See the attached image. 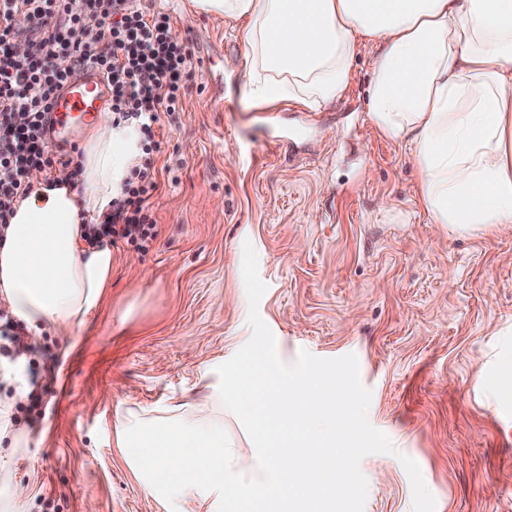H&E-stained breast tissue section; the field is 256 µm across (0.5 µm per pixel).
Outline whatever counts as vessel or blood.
Segmentation results:
<instances>
[{"mask_svg":"<svg viewBox=\"0 0 512 512\" xmlns=\"http://www.w3.org/2000/svg\"><path fill=\"white\" fill-rule=\"evenodd\" d=\"M108 99V84L100 70L86 66L75 72L56 89L51 107L41 118L49 145L67 148L62 134L65 122L83 125L99 121L108 110Z\"/></svg>","mask_w":512,"mask_h":512,"instance_id":"obj_1","label":"vessel or blood"}]
</instances>
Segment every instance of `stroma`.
Wrapping results in <instances>:
<instances>
[{
	"mask_svg": "<svg viewBox=\"0 0 512 512\" xmlns=\"http://www.w3.org/2000/svg\"><path fill=\"white\" fill-rule=\"evenodd\" d=\"M191 53L182 111L156 126L163 172L149 251L112 247V286L74 345L43 334L29 368L39 413L11 467L14 512H165L117 448L125 408L201 397L203 370L244 345V243L268 289L259 314L280 358L349 353L371 425L396 455L361 462L364 512H411L417 462L436 512H512V235L431 224L405 143L366 111L375 50L356 51L342 100L263 107L241 89L234 23L191 0H140Z\"/></svg>",
	"mask_w": 512,
	"mask_h": 512,
	"instance_id": "1",
	"label": "stroma"
}]
</instances>
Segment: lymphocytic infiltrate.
<instances>
[{
  "mask_svg": "<svg viewBox=\"0 0 512 512\" xmlns=\"http://www.w3.org/2000/svg\"><path fill=\"white\" fill-rule=\"evenodd\" d=\"M19 14L32 20L23 34L13 24ZM21 36L29 46L23 56L12 50ZM61 55L67 59L63 67L55 62ZM189 62L168 18L148 16L137 0H86L80 13L71 11L68 0H0V171L7 173L0 178V227L17 196L28 193L30 170L73 164V156L48 145L41 117L67 76L94 65L107 78L114 123L138 127L142 154L113 198L110 217L90 225L85 239L149 250L158 237L150 199L157 188L155 157L162 152L153 127L161 113L181 106ZM19 113L24 122H16Z\"/></svg>",
  "mask_w": 512,
  "mask_h": 512,
  "instance_id": "obj_1",
  "label": "lymphocytic infiltrate"
}]
</instances>
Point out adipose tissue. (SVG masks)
Returning <instances> with one entry per match:
<instances>
[{"instance_id":"1","label":"adipose tissue","mask_w":512,"mask_h":512,"mask_svg":"<svg viewBox=\"0 0 512 512\" xmlns=\"http://www.w3.org/2000/svg\"><path fill=\"white\" fill-rule=\"evenodd\" d=\"M239 24L243 91L256 104L317 112L343 98L352 58L370 44L373 126L408 145L432 223L452 235L512 231V0H192ZM140 150L131 126L96 122L82 173L36 172L0 234V302L32 336L77 335L112 282V248L83 226L112 211ZM205 394L129 408L116 444L166 512H259L345 492L326 452L308 455L319 422L350 428L336 389L312 395L302 375L277 370L254 392L251 371H204ZM290 437L277 440L282 429ZM250 455H242V447Z\"/></svg>"}]
</instances>
